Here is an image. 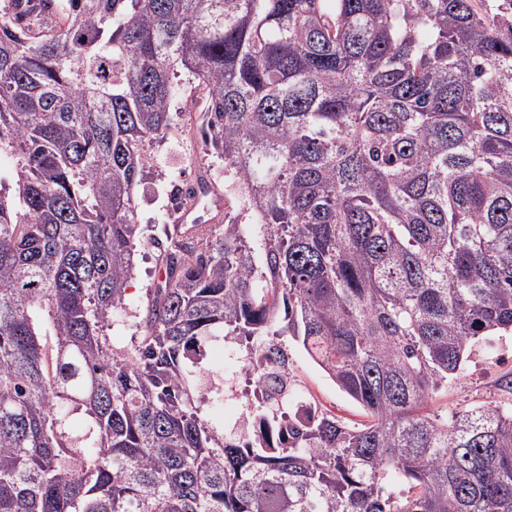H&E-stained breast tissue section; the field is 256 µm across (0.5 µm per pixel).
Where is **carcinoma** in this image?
I'll list each match as a JSON object with an SVG mask.
<instances>
[{
	"instance_id": "carcinoma-1",
	"label": "carcinoma",
	"mask_w": 512,
	"mask_h": 512,
	"mask_svg": "<svg viewBox=\"0 0 512 512\" xmlns=\"http://www.w3.org/2000/svg\"><path fill=\"white\" fill-rule=\"evenodd\" d=\"M11 0L0 11V512H512V409L426 411L512 333V0ZM242 208L166 236L104 334L177 70ZM300 343L371 417L269 448L198 406L219 340ZM272 428L277 409L253 404ZM397 478L407 494L388 491ZM135 250L136 268L128 283L124 304L114 312L111 326L105 329L117 349L130 348L136 341L135 336H139L134 316L146 305L149 291L162 272L161 252L156 244L145 240L137 243Z\"/></svg>"
}]
</instances>
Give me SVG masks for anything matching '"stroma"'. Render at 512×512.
Here are the masks:
<instances>
[{
	"label": "stroma",
	"instance_id": "obj_1",
	"mask_svg": "<svg viewBox=\"0 0 512 512\" xmlns=\"http://www.w3.org/2000/svg\"><path fill=\"white\" fill-rule=\"evenodd\" d=\"M178 82L181 92L171 103L173 128L166 140L148 147L151 175L136 189L138 221L147 226L150 239L136 247V268L124 304L114 312L107 329L117 349L134 343L138 334L136 316L161 275V252L156 241L174 228V211L168 206L173 181L193 184L205 176L216 192L224 190L223 160L206 147L197 121L184 115L185 105L202 100L203 93L188 75H181ZM285 346L298 395L309 398L323 412L349 426L367 422L363 408L342 393L296 342L286 341ZM204 370L199 390L204 415L218 421L230 419L235 403L229 394L232 389L247 388L248 380L236 360L222 354L208 359ZM479 405L512 406V335L494 336L474 345L461 374L432 397L428 408L443 414Z\"/></svg>",
	"mask_w": 512,
	"mask_h": 512
}]
</instances>
